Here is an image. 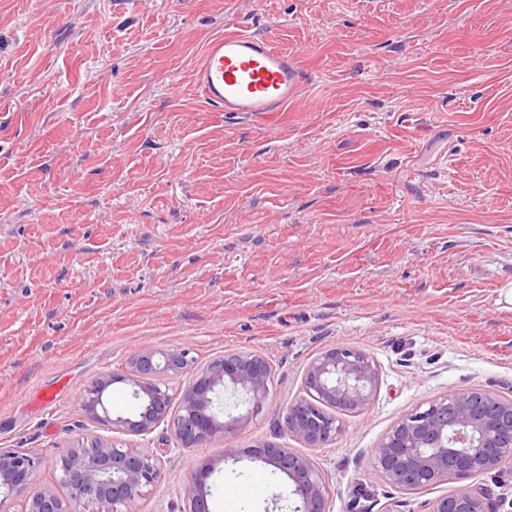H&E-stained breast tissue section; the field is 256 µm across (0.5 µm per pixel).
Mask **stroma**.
Masks as SVG:
<instances>
[{
	"mask_svg": "<svg viewBox=\"0 0 512 512\" xmlns=\"http://www.w3.org/2000/svg\"><path fill=\"white\" fill-rule=\"evenodd\" d=\"M247 30L306 83L270 121L206 104L208 39ZM512 0H0V450L34 487L86 438L157 451L139 512H292L249 447L282 431L308 364L344 344L381 370L372 406L312 455L330 512L398 491L370 450L416 406L512 396ZM273 366L258 415L227 398L232 445L123 436L79 398L140 349ZM211 471L207 464L203 463L196 471L193 477L192 487L189 489L184 512H210L207 501V479Z\"/></svg>",
	"mask_w": 512,
	"mask_h": 512,
	"instance_id": "35a3bbf8",
	"label": "stroma"
}]
</instances>
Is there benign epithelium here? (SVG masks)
Masks as SVG:
<instances>
[{
  "label": "benign epithelium",
  "instance_id": "obj_1",
  "mask_svg": "<svg viewBox=\"0 0 512 512\" xmlns=\"http://www.w3.org/2000/svg\"><path fill=\"white\" fill-rule=\"evenodd\" d=\"M187 349L134 353L121 374H106L81 395L86 414L127 434L146 435L167 423L183 448L225 442L236 424L219 419L220 394L230 389L259 413L269 393L266 359L253 352H228L197 370ZM188 376L171 410L173 389L166 378ZM114 383L131 387L139 412L132 417L110 416L103 396ZM381 384L377 362L366 352L336 345L314 358L306 368L303 396L290 403L283 432L305 448H324L340 434L337 413L362 412L372 405ZM252 455L285 474L299 505L294 512H329L328 487L315 459L277 444H263ZM371 470L402 494L418 487L434 488L460 482L453 492L424 500L418 512H500L506 498H491L488 488L468 484L476 475L512 466V397L481 388H466L429 400L405 414L371 450ZM42 466L34 451H0V512H8L9 497L29 489ZM59 483L33 491L25 512H78L93 504L97 512H138L139 502L160 483L157 452L119 443L92 441L66 450L59 460ZM202 464L193 477L184 512H210L207 479Z\"/></svg>",
  "mask_w": 512,
  "mask_h": 512
}]
</instances>
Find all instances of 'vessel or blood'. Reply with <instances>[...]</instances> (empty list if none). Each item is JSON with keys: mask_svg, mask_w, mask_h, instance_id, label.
<instances>
[{"mask_svg": "<svg viewBox=\"0 0 512 512\" xmlns=\"http://www.w3.org/2000/svg\"><path fill=\"white\" fill-rule=\"evenodd\" d=\"M192 75L206 103L262 119L287 110L305 83L293 55L270 38L247 32L210 39Z\"/></svg>", "mask_w": 512, "mask_h": 512, "instance_id": "vessel-or-blood-1", "label": "vessel or blood"}]
</instances>
